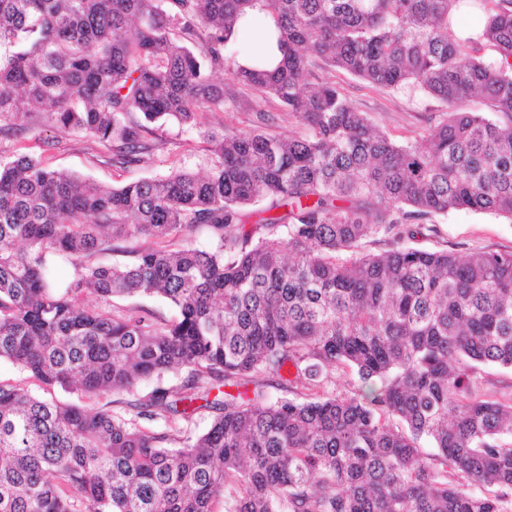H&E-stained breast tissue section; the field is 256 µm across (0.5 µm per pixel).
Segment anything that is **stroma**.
Returning a JSON list of instances; mask_svg holds the SVG:
<instances>
[{
    "instance_id": "1",
    "label": "stroma",
    "mask_w": 512,
    "mask_h": 512,
    "mask_svg": "<svg viewBox=\"0 0 512 512\" xmlns=\"http://www.w3.org/2000/svg\"><path fill=\"white\" fill-rule=\"evenodd\" d=\"M326 79L336 83L349 102L367 114L373 124L392 139L405 142L422 135L435 124L440 114L438 104L419 88H381L356 79L350 74L324 68ZM215 82L224 86V109L203 112L198 125L172 126L163 133L164 145L150 159L126 169L114 167L109 154L87 139L46 128L40 134L23 139L0 142V158L14 154L40 157L52 169L66 170L101 185H118L142 177L168 173L171 168L184 167L206 172L210 154L202 132L205 129L247 134L258 129L257 110L278 115L272 130L277 134L301 132L295 120L285 118L284 109L276 100L259 102L250 88L225 82L223 73H216ZM414 247L427 250L468 252L490 250L512 252V221L492 213L459 210L435 217L431 232L413 239Z\"/></svg>"
}]
</instances>
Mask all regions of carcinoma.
Segmentation results:
<instances>
[{
	"label": "carcinoma",
	"mask_w": 512,
	"mask_h": 512,
	"mask_svg": "<svg viewBox=\"0 0 512 512\" xmlns=\"http://www.w3.org/2000/svg\"><path fill=\"white\" fill-rule=\"evenodd\" d=\"M254 2L0 0V139L51 127L129 168L224 110L217 72L305 127L210 131L206 173L112 188L0 160V359L46 393L0 383V512H512V402L477 377L512 371V252L404 244L457 210L512 219V0H263L274 71L226 56ZM321 63L443 118L397 142ZM201 227L210 248L165 245ZM137 296L176 316L114 304ZM287 367L304 399L248 394Z\"/></svg>",
	"instance_id": "1"
}]
</instances>
